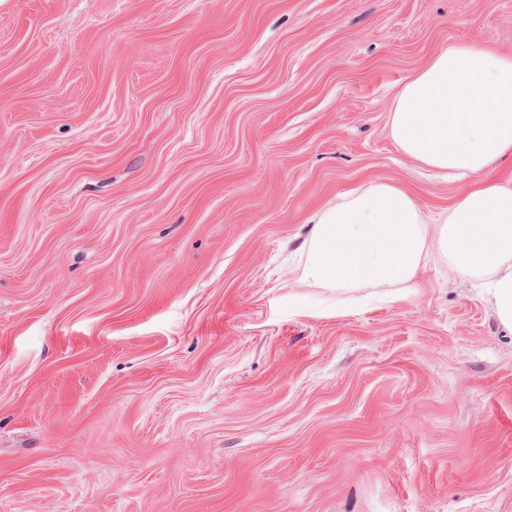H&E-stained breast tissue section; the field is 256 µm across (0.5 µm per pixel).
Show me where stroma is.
<instances>
[{
  "mask_svg": "<svg viewBox=\"0 0 512 512\" xmlns=\"http://www.w3.org/2000/svg\"><path fill=\"white\" fill-rule=\"evenodd\" d=\"M512 0H0V512H512L488 283L304 281L312 217L459 181L391 100Z\"/></svg>",
  "mask_w": 512,
  "mask_h": 512,
  "instance_id": "stroma-1",
  "label": "stroma"
}]
</instances>
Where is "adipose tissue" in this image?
<instances>
[{
    "instance_id": "adipose-tissue-1",
    "label": "adipose tissue",
    "mask_w": 512,
    "mask_h": 512,
    "mask_svg": "<svg viewBox=\"0 0 512 512\" xmlns=\"http://www.w3.org/2000/svg\"><path fill=\"white\" fill-rule=\"evenodd\" d=\"M389 134L409 159L469 179L434 228L404 190L375 182L313 220L305 279L328 290L410 287L429 251L484 276L499 325L512 333V188L494 180L512 156V56L478 42L439 51L394 97Z\"/></svg>"
}]
</instances>
